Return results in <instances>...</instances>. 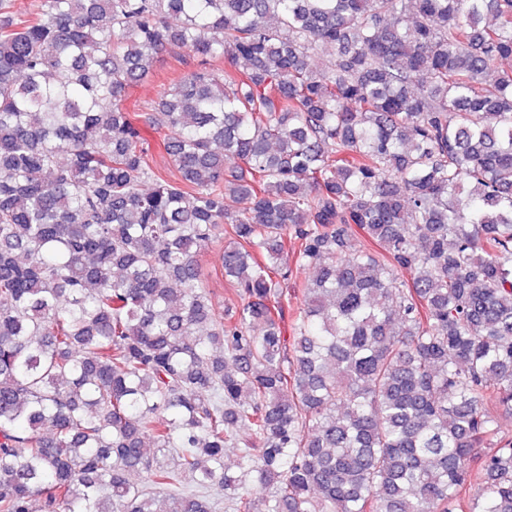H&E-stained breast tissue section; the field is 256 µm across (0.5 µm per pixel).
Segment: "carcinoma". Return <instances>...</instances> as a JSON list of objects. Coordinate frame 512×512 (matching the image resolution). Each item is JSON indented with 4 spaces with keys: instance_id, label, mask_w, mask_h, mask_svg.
I'll list each match as a JSON object with an SVG mask.
<instances>
[{
    "instance_id": "carcinoma-1",
    "label": "carcinoma",
    "mask_w": 512,
    "mask_h": 512,
    "mask_svg": "<svg viewBox=\"0 0 512 512\" xmlns=\"http://www.w3.org/2000/svg\"><path fill=\"white\" fill-rule=\"evenodd\" d=\"M168 45L200 67L126 105ZM489 399L512 0H0V512H512ZM224 237L214 240L202 257V265L207 275L212 303L217 312L224 314V308L237 306L239 298L232 286L224 282L222 276V254L224 252Z\"/></svg>"
}]
</instances>
